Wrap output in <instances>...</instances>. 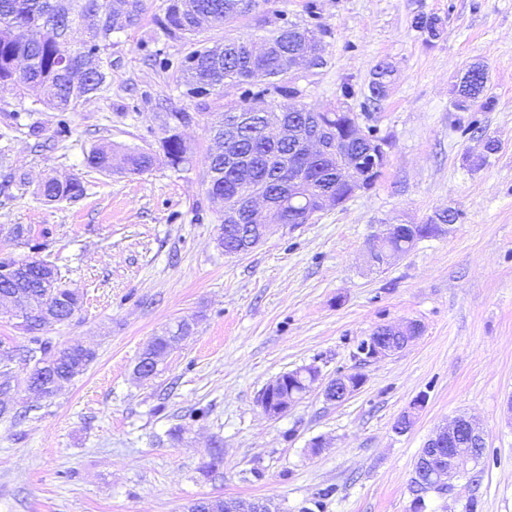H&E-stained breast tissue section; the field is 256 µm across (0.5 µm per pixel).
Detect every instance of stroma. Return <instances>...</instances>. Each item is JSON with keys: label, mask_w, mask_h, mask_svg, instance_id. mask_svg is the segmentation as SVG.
<instances>
[{"label": "stroma", "mask_w": 512, "mask_h": 512, "mask_svg": "<svg viewBox=\"0 0 512 512\" xmlns=\"http://www.w3.org/2000/svg\"><path fill=\"white\" fill-rule=\"evenodd\" d=\"M308 0H259L207 27V45L259 39L265 22L306 24ZM139 28L113 33L106 91L58 116L0 91V255L55 264L82 306L44 329L53 344L95 351L54 397L11 365L16 416L0 417V512H183L201 499L271 501L305 512L332 489L325 512H413L420 449L440 426L473 418L479 462L426 512H512V0H319L325 67L301 78L306 105H334L343 81L363 88L381 61L395 68L372 123L392 146L373 188L311 222L274 227L252 251L225 255L206 194L205 119L176 82L191 49L155 26L163 0H146ZM440 17L426 44L412 22ZM490 75L491 111L452 105V80L472 62ZM186 112L193 148L176 171L105 175L84 164L93 145L158 150L165 113ZM501 148L489 155L484 135ZM87 188L75 201L37 199L51 177ZM453 207L460 219L376 269L368 243L385 225L424 222ZM28 229L23 242L6 237ZM194 334L149 380L133 373L152 336L179 321ZM414 321L421 335L368 363L358 342L382 325ZM363 375L341 402L308 392L285 414L260 399L274 377L310 365ZM414 425L399 418L417 399ZM325 446L313 451L314 440ZM217 471H210L213 458Z\"/></svg>", "instance_id": "obj_1"}]
</instances>
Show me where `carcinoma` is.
Listing matches in <instances>:
<instances>
[{
  "label": "carcinoma",
  "mask_w": 512,
  "mask_h": 512,
  "mask_svg": "<svg viewBox=\"0 0 512 512\" xmlns=\"http://www.w3.org/2000/svg\"><path fill=\"white\" fill-rule=\"evenodd\" d=\"M163 16L157 19L159 29L170 38L185 39L195 45L178 65L179 81L185 87L184 95L200 100L202 109H208L206 99L213 92L232 83L244 88L241 103L228 105L222 112L207 113L206 129L212 146L205 157L207 165L206 193L216 207L221 220L219 245L225 250L236 248L238 238L227 225L225 216L237 209L235 194L244 193L256 186L273 195L279 207L292 205L305 209L309 201L298 198L290 201L288 192L279 184L277 169L289 160L293 150L291 143L275 142L263 132L270 121L288 125L304 118H317L323 135L332 144V151L309 165L302 173V180L315 194L320 189L333 190L338 204L345 203L355 194L356 186L338 168L336 150L346 152L350 161L365 157L370 142L351 137L347 112L348 100L361 95V111L379 108L388 96L393 84L394 70L387 63L377 64L371 79L361 92L345 81L341 85L342 100L332 109L319 111L299 102L304 91L289 78L293 68L301 33L322 38L327 28L319 21L317 4H308L310 22L305 26L284 19L262 36L266 50L255 52L252 40L230 38L224 43L204 46L196 40L201 24L214 25L235 19L246 12L243 0H164ZM146 6L145 0H0V87H8L19 99L31 98L55 112L65 114L80 103L92 98L112 69L110 58L102 57L112 47V34L140 26ZM84 28L83 43L96 52L98 64L81 72L78 66L63 70L62 62L75 50L72 42L73 29ZM413 27L426 35V42L439 39L443 24L435 15L419 14L413 19ZM488 72L485 65H471L453 89L452 105L460 112H487L492 97L487 94ZM239 112L252 117V122L240 128L239 139L231 146L234 154L248 159L246 177L236 176L235 170L226 169L224 153L214 147H224V123L228 113ZM186 119V113L173 112L161 125L159 147L168 165L181 170L189 163L192 148L184 141L178 124ZM115 150L109 146L92 148L85 162L100 172H112V156ZM126 167L133 173H141L153 165V154L146 150H130L123 154ZM86 192L79 179L59 182L45 181L37 194L49 202L76 200ZM448 223V210L434 212L423 224H397L382 238L377 247L385 252L406 254L418 241L436 237L442 232L441 225ZM14 268L12 284L8 289L15 297V317L25 320L22 333L28 335L24 350L25 359L34 362V369L50 372V379L41 385L43 396L51 397L62 384L82 373L95 359L92 351L84 352L72 345H54L40 336L43 329L38 323L48 303L67 307L58 323L69 321L80 307L76 291L61 285L60 278H49L45 269L55 265L41 261L37 267L28 259L11 256L0 257V268ZM189 335L185 324L179 322L160 336L153 337L147 351L165 358L178 340ZM14 350L0 348V394L11 390L7 376ZM186 512H224V500L203 499L186 507Z\"/></svg>",
  "instance_id": "1"
}]
</instances>
